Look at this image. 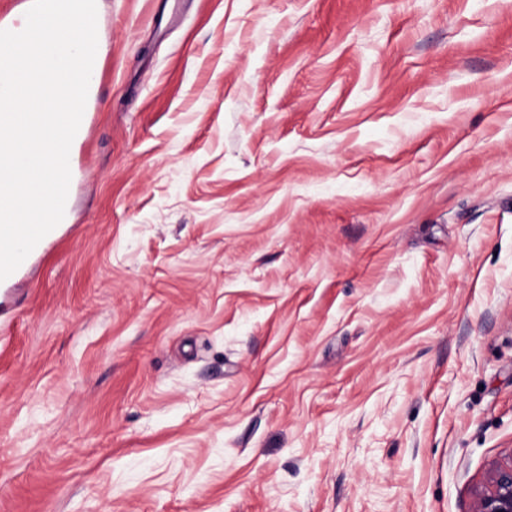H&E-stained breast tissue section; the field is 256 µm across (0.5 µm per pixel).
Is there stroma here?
<instances>
[{
    "label": "stroma",
    "instance_id": "35a3bbf8",
    "mask_svg": "<svg viewBox=\"0 0 512 512\" xmlns=\"http://www.w3.org/2000/svg\"><path fill=\"white\" fill-rule=\"evenodd\" d=\"M96 4L0 316V512H471L512 453V0Z\"/></svg>",
    "mask_w": 512,
    "mask_h": 512
}]
</instances>
